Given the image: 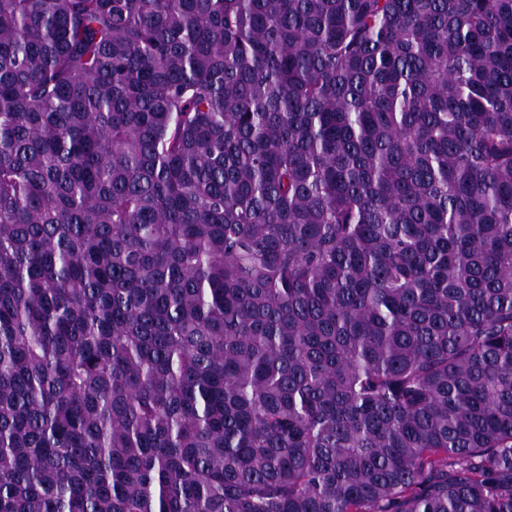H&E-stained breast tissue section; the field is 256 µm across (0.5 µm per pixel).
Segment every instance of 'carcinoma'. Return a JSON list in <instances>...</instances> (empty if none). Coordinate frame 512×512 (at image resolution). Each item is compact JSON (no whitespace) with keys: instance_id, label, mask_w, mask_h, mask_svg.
Returning a JSON list of instances; mask_svg holds the SVG:
<instances>
[{"instance_id":"cac0c4a2","label":"carcinoma","mask_w":512,"mask_h":512,"mask_svg":"<svg viewBox=\"0 0 512 512\" xmlns=\"http://www.w3.org/2000/svg\"><path fill=\"white\" fill-rule=\"evenodd\" d=\"M0 512H512V0H0Z\"/></svg>"}]
</instances>
